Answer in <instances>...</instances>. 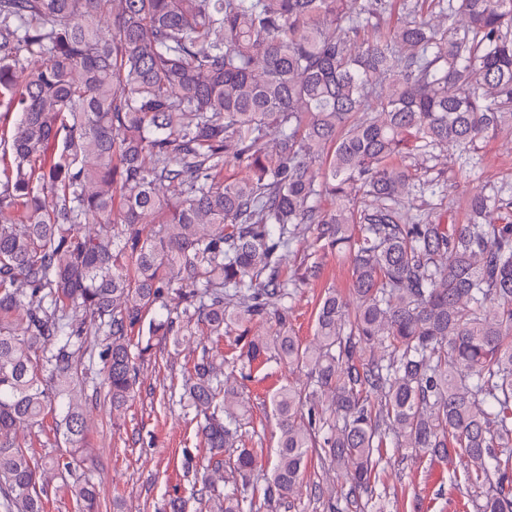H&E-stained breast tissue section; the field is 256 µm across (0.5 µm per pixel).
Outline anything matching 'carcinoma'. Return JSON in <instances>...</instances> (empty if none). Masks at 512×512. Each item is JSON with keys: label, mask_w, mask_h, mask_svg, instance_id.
<instances>
[{"label": "carcinoma", "mask_w": 512, "mask_h": 512, "mask_svg": "<svg viewBox=\"0 0 512 512\" xmlns=\"http://www.w3.org/2000/svg\"><path fill=\"white\" fill-rule=\"evenodd\" d=\"M0 108L18 114L0 128L6 512H44L46 474L96 467L81 455L90 329L119 409L155 337L217 344L253 320L276 331L247 356L271 350L306 381L271 396L280 436L258 486L257 458L232 448L236 369L217 349L193 360L178 404L224 474L193 484L208 512L291 507L312 451L349 476L318 488L328 512H372L392 436L468 456L479 512H512V223L491 219L512 196L484 185L462 222L414 215L438 184L392 163L443 149L469 173L478 141L512 127V0H0ZM229 162L248 175L224 180ZM302 224L349 249L356 301L328 292L308 345L280 272ZM50 413L64 447L40 456L18 430ZM66 490L99 512L90 478Z\"/></svg>", "instance_id": "1"}]
</instances>
